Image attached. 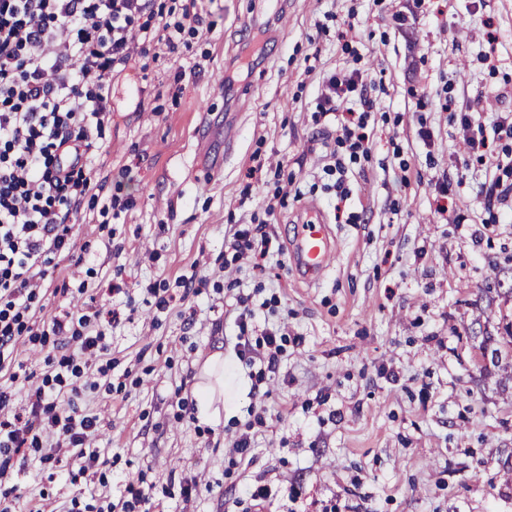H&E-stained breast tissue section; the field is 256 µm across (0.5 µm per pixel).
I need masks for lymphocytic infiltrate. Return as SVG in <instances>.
<instances>
[{"label": "lymphocytic infiltrate", "instance_id": "obj_1", "mask_svg": "<svg viewBox=\"0 0 512 512\" xmlns=\"http://www.w3.org/2000/svg\"><path fill=\"white\" fill-rule=\"evenodd\" d=\"M154 0H0V372L17 380L19 345H52L55 357L39 384L30 386L27 409L12 412L11 395L0 390V485L13 459L37 460L50 471L63 459L77 461L64 473L74 484L94 474L109 482L110 460L97 445L100 418L78 411L87 368L107 349L103 327L120 320L118 310L81 307L51 316L40 328L42 285L57 258L80 264L69 220L83 197L105 190L93 161V132L112 118V74L151 47L179 51L184 25L202 27L197 0H186L184 25L160 22ZM366 71L341 68L324 78L317 95L321 116L339 114L335 147L342 149L331 172L336 194L346 198L345 159L368 155L367 118L378 108ZM357 108H350V101ZM239 356L279 368L277 330L262 347L248 334L256 312L246 297L236 301Z\"/></svg>", "mask_w": 512, "mask_h": 512}]
</instances>
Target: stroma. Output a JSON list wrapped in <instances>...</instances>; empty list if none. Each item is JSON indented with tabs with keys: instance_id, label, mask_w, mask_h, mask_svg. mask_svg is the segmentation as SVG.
I'll list each match as a JSON object with an SVG mask.
<instances>
[{
	"instance_id": "stroma-1",
	"label": "stroma",
	"mask_w": 512,
	"mask_h": 512,
	"mask_svg": "<svg viewBox=\"0 0 512 512\" xmlns=\"http://www.w3.org/2000/svg\"><path fill=\"white\" fill-rule=\"evenodd\" d=\"M405 4L199 0L211 32H182L179 54L150 51L118 76L100 174L130 175L119 192L83 199L72 233L85 260L49 269L42 299L47 317L93 300L121 311L105 330L121 391L92 370L82 402L117 457L114 481H52L32 461L14 512L43 493L115 502L124 477L149 487L139 512H245L250 485L269 489L265 512H512V359L492 358L511 339L512 198L485 199L491 183L512 184L501 123L512 117V0H424L401 29L392 16ZM353 63L380 108L369 156L345 164L346 222L325 170L335 121L316 117L315 97ZM445 97L480 106L491 159L466 154ZM423 126L432 146L417 138ZM288 181L301 197L267 215ZM311 207L336 252L305 280L290 251ZM261 223L275 251L253 270L225 243ZM195 274L206 290L184 294L179 280ZM157 288L174 296L163 312ZM239 293L261 307L252 339L283 336L277 372L237 356ZM218 351L232 408L212 426L179 418L177 400L194 397ZM247 429L253 448L233 452Z\"/></svg>"
}]
</instances>
